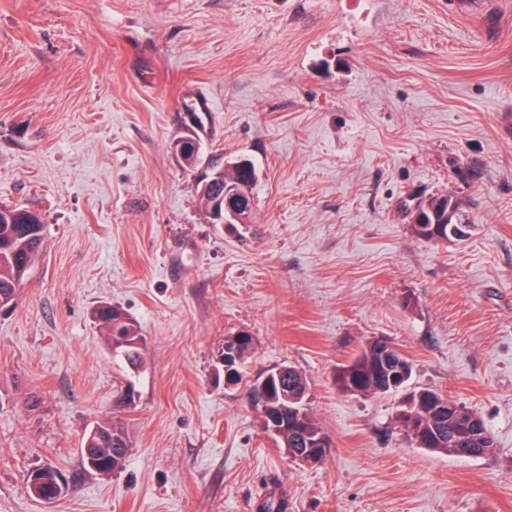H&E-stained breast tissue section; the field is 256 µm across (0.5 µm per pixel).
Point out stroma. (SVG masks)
<instances>
[{"label":"stroma","instance_id":"stroma-1","mask_svg":"<svg viewBox=\"0 0 512 512\" xmlns=\"http://www.w3.org/2000/svg\"><path fill=\"white\" fill-rule=\"evenodd\" d=\"M203 97L206 157L258 173L243 227L209 222L172 150ZM415 191L451 193L467 236L419 238ZM1 203L38 210L45 243L0 310V512H256L273 484L287 512H512V0H0ZM103 304L138 324V373ZM378 336L495 455L416 447L400 395L338 390ZM280 365L307 378L323 464L260 424ZM109 417L131 450L99 474L80 448ZM38 467L65 478L53 503ZM96 319L107 344L111 347L113 357L119 359L128 369L137 370L143 365L144 339L137 325L123 311L114 306H104L97 310ZM115 327L119 336L126 342L123 348H113ZM117 351V354H114ZM123 351V352H120ZM30 486L34 496L46 503L54 501L62 492L61 481L49 475L41 480L32 481Z\"/></svg>","mask_w":512,"mask_h":512}]
</instances>
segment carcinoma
I'll return each mask as SVG.
<instances>
[{
  "mask_svg": "<svg viewBox=\"0 0 512 512\" xmlns=\"http://www.w3.org/2000/svg\"><path fill=\"white\" fill-rule=\"evenodd\" d=\"M258 175L255 166L241 174L227 173L222 177H209L208 184H198V194L203 208H208L213 197L229 188L246 201L247 217L255 210L253 188ZM424 211L426 223L413 225L417 236L430 241H448V228L459 210V203L448 195L419 193L410 197ZM45 224L41 214L26 207L0 205V307L15 304L19 288L32 268L44 241ZM96 319L108 345H113L115 335L122 336L126 345L115 354L128 369L137 370L143 365L144 339L137 325L123 311L114 306L97 310ZM389 371L376 344L369 340L361 350L336 371V384L345 394L387 395L394 392L389 385ZM307 388L306 377L288 365L272 368L254 384L253 397L260 413L262 426L268 427L278 420L276 438L283 448H298L304 452L307 445L296 442L293 424L311 441H330L309 411L306 397H298L299 390ZM444 403L442 394L431 388H417L404 395L396 420L407 438L418 448L431 452L449 453L463 458L487 457L495 453L494 440L485 432L489 447L481 448L472 443L468 421L448 416L438 410ZM112 442L91 444V454L112 463V470L124 467L129 450L128 429L115 420H109Z\"/></svg>",
  "mask_w": 512,
  "mask_h": 512,
  "instance_id": "obj_1",
  "label": "carcinoma"
}]
</instances>
